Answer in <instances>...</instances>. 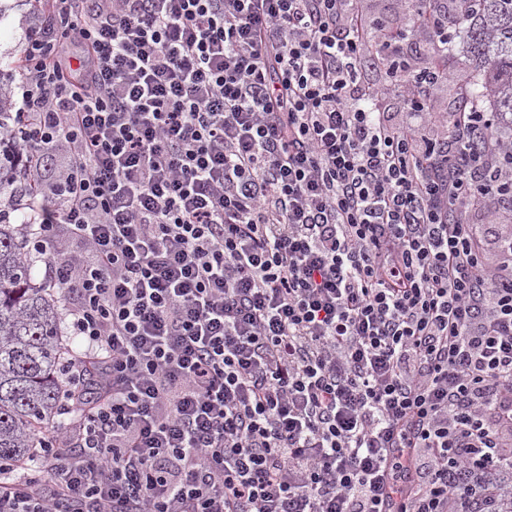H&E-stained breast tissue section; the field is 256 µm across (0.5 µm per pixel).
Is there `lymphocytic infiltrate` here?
Here are the masks:
<instances>
[{
  "label": "lymphocytic infiltrate",
  "mask_w": 512,
  "mask_h": 512,
  "mask_svg": "<svg viewBox=\"0 0 512 512\" xmlns=\"http://www.w3.org/2000/svg\"><path fill=\"white\" fill-rule=\"evenodd\" d=\"M52 0L14 107L18 217L101 356L0 512H485L512 501V130L442 136L462 0ZM375 47L405 121L363 81ZM84 254L59 258L58 227ZM497 263H488L487 251ZM472 224H499L492 226L493 234H508L512 230L511 217L508 213L495 212L484 208H473L468 214Z\"/></svg>",
  "instance_id": "obj_1"
}]
</instances>
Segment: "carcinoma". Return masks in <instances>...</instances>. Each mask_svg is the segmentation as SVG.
I'll return each mask as SVG.
<instances>
[{
	"instance_id": "carcinoma-1",
	"label": "carcinoma",
	"mask_w": 512,
	"mask_h": 512,
	"mask_svg": "<svg viewBox=\"0 0 512 512\" xmlns=\"http://www.w3.org/2000/svg\"><path fill=\"white\" fill-rule=\"evenodd\" d=\"M462 51L479 79L465 87L463 101L479 106L492 90L489 110L512 127V0H472L456 21ZM19 117L0 91V195L26 201L39 192L36 168L17 179L20 157L6 149ZM26 241L18 225L0 212V464L20 471L31 466L34 448L55 429L64 411V363L82 366L85 381L73 397L89 407L98 399L99 363L75 353L61 328L62 285L35 283Z\"/></svg>"
}]
</instances>
